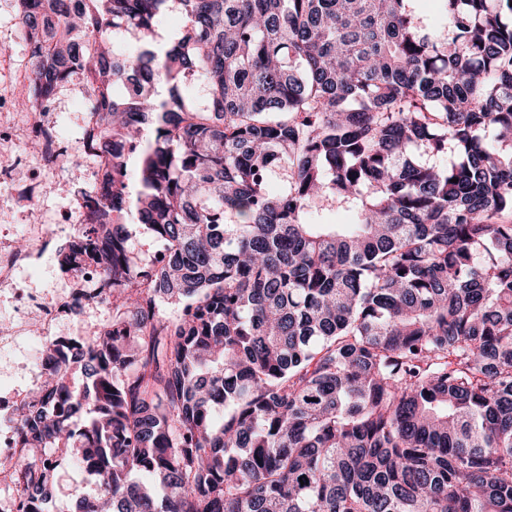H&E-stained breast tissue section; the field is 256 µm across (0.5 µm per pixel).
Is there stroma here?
<instances>
[{"mask_svg":"<svg viewBox=\"0 0 512 512\" xmlns=\"http://www.w3.org/2000/svg\"><path fill=\"white\" fill-rule=\"evenodd\" d=\"M18 12V0H0V127L10 130L0 138V245L4 247L28 234L35 219L46 229L79 223V191L91 185L90 173L96 166L95 158L87 156L79 167L63 169L26 147L32 120L22 105L30 94L31 59ZM90 107V91L75 76L57 90L42 120L74 147L81 137L83 114ZM55 463L54 508L69 512L76 491L92 495L96 487L72 458L59 456Z\"/></svg>","mask_w":512,"mask_h":512,"instance_id":"obj_1","label":"stroma"}]
</instances>
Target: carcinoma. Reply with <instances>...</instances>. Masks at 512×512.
Wrapping results in <instances>:
<instances>
[{"label": "carcinoma", "instance_id": "cac0c4a2", "mask_svg": "<svg viewBox=\"0 0 512 512\" xmlns=\"http://www.w3.org/2000/svg\"><path fill=\"white\" fill-rule=\"evenodd\" d=\"M79 2L20 0L27 110L91 91L61 262L112 319L22 407L19 512L64 449L70 512H512V0ZM56 466V486L54 491V512H68L74 499L75 492L95 495L96 487L92 477L84 474L78 462L72 457L63 458L58 454L51 456ZM80 487L82 489H80Z\"/></svg>", "mask_w": 512, "mask_h": 512}]
</instances>
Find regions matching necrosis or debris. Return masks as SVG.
<instances>
[{
	"mask_svg": "<svg viewBox=\"0 0 512 512\" xmlns=\"http://www.w3.org/2000/svg\"><path fill=\"white\" fill-rule=\"evenodd\" d=\"M74 224L63 225L58 232L28 239L27 251L0 248V293L10 297L12 319L8 335H0V461L19 457L16 417L29 392L44 376V361L49 350L69 344L64 331L69 319L80 316L86 307L104 303L105 289L100 286L99 268L84 264L70 278V290L59 300L47 291L26 287L16 281L13 272L32 256L60 253L77 232Z\"/></svg>",
	"mask_w": 512,
	"mask_h": 512,
	"instance_id": "necrosis-or-debris-1",
	"label": "necrosis or debris"
}]
</instances>
